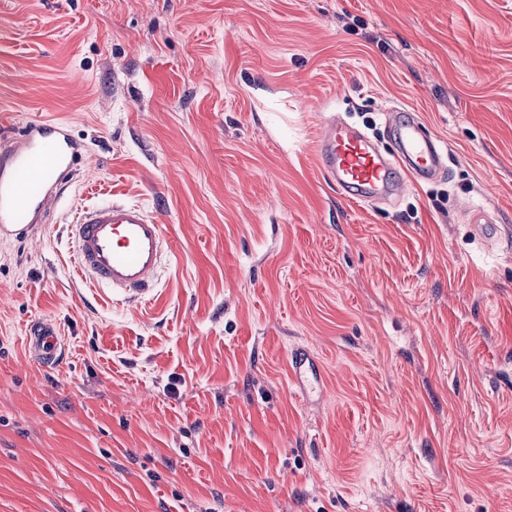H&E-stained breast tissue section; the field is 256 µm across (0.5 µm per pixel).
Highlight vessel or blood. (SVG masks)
Masks as SVG:
<instances>
[{
    "instance_id": "vessel-or-blood-1",
    "label": "vessel or blood",
    "mask_w": 512,
    "mask_h": 512,
    "mask_svg": "<svg viewBox=\"0 0 512 512\" xmlns=\"http://www.w3.org/2000/svg\"><path fill=\"white\" fill-rule=\"evenodd\" d=\"M396 153L385 157L360 129L346 121L326 123L316 141L321 168L352 202L369 204L398 196L407 185L437 179L446 171V147L426 135L417 114L391 109ZM78 143L62 122L33 120L10 144L0 147V239L24 235L45 223L62 198L78 155ZM75 272L93 288H107L124 300L149 296L165 249L159 218L144 207L112 199L81 206L72 225ZM27 346L44 367L57 365L63 341L51 322H34ZM293 380L307 392L320 380L309 356L296 354Z\"/></svg>"
}]
</instances>
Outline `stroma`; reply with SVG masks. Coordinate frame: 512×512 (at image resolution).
I'll list each match as a JSON object with an SVG mask.
<instances>
[{
  "label": "stroma",
  "instance_id": "35a3bbf8",
  "mask_svg": "<svg viewBox=\"0 0 512 512\" xmlns=\"http://www.w3.org/2000/svg\"><path fill=\"white\" fill-rule=\"evenodd\" d=\"M397 106L446 175L344 199L320 131L391 152ZM34 119L82 159L0 240V512H512V0H0V142ZM99 194L163 225L141 302L74 272ZM26 341L30 354L41 366L51 367L59 363L63 341L51 322H34ZM293 363V380L301 394L305 395L314 384L318 385L320 380L319 368L313 366V363L309 361V355L305 353L294 355ZM307 369L308 372H305Z\"/></svg>",
  "mask_w": 512,
  "mask_h": 512
}]
</instances>
